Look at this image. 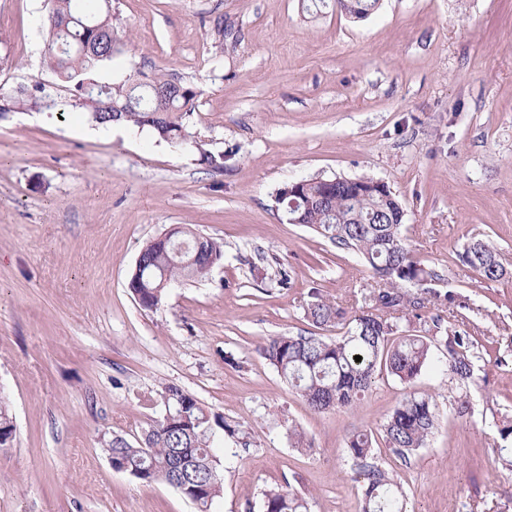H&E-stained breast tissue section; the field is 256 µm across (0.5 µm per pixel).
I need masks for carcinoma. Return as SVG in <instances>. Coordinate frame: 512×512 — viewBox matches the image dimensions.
I'll return each instance as SVG.
<instances>
[{
    "label": "carcinoma",
    "instance_id": "1",
    "mask_svg": "<svg viewBox=\"0 0 512 512\" xmlns=\"http://www.w3.org/2000/svg\"><path fill=\"white\" fill-rule=\"evenodd\" d=\"M50 2L44 21L48 28L44 60L54 80L1 92V117L17 110L78 108L99 126L146 128L157 141L194 147L202 163L224 168V155L205 150L189 125L198 96L193 85L163 71L145 81L129 78L110 84L95 78L101 66L127 52V40L112 24V0H94L90 6L87 0ZM378 7L379 0H308L307 5L317 14L339 10L357 19L368 17ZM324 189L320 180H307L291 196L279 189L277 201L292 211L302 210L303 223L337 247L360 253L380 279L379 288L373 293L372 305L352 315L311 291L305 310L309 321L318 329L341 324L347 332L330 341L314 334L268 339L261 354L282 381L315 411L351 409L381 373L410 386L428 368L433 352L441 350L451 379L464 386L476 383L474 341L468 332L440 336L441 319L435 317L432 336L398 335L401 317L397 313L410 310L419 319L415 310L422 307L421 300L411 297L402 285L412 284L429 293L435 275L415 261L404 244L396 202L371 178L364 186L350 185L341 178L319 204L317 198ZM173 239L185 245L186 252L176 253L171 240L157 236L140 251L144 268L130 274L132 292L145 310L159 309L173 284L207 277L223 258V243L194 232L187 224L178 225ZM462 262L486 280L509 274L494 247L480 238L465 247ZM356 355L362 360L355 361ZM141 402L168 408L179 404L182 409L171 419L160 415L133 442L121 436L103 440L112 466L142 483L169 485L193 503L196 512H213L224 493V474L213 452V437L221 431L233 441L241 432L240 425L207 410L174 385L161 387ZM437 424L432 397L412 389L384 423L383 440L400 452H411L423 447ZM496 427L499 458L512 467V418L501 419ZM347 451L363 479V512H408L400 483L376 461L371 434L352 435ZM263 512H307V507L298 493L278 487L265 491Z\"/></svg>",
    "mask_w": 512,
    "mask_h": 512
}]
</instances>
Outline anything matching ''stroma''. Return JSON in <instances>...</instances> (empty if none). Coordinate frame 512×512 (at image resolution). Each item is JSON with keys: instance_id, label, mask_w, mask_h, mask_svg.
Here are the masks:
<instances>
[{"instance_id": "1", "label": "stroma", "mask_w": 512, "mask_h": 512, "mask_svg": "<svg viewBox=\"0 0 512 512\" xmlns=\"http://www.w3.org/2000/svg\"><path fill=\"white\" fill-rule=\"evenodd\" d=\"M48 10L0 0L1 90L51 80ZM112 12L129 51L98 79L162 69L195 85L190 121L224 168L82 110L0 118V395L17 427L0 448V512H193L101 449L140 437L159 412L139 398L166 384L242 428L218 512H262L276 486L308 512H362L348 439L380 435L410 388L433 397L435 434L405 457L377 449L410 512H512L496 449L512 416V276L488 281L460 260L481 238L512 264V0H380L362 20L303 0H112ZM335 177L383 181L399 199L407 248L456 299L400 327L424 336L438 315L442 334L470 333L477 383L439 368L410 387L385 376L355 408L317 412L262 356L271 337L310 335V291L354 312L376 286L356 253L287 223L276 201L290 182ZM174 224L224 256L142 309L130 272ZM295 428L309 448L292 447Z\"/></svg>"}]
</instances>
